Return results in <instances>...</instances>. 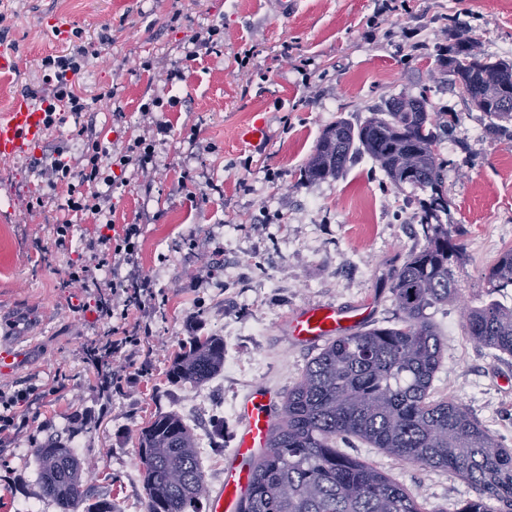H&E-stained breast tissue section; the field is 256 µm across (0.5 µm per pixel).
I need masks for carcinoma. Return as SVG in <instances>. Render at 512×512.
Here are the masks:
<instances>
[{"label":"carcinoma","mask_w":512,"mask_h":512,"mask_svg":"<svg viewBox=\"0 0 512 512\" xmlns=\"http://www.w3.org/2000/svg\"><path fill=\"white\" fill-rule=\"evenodd\" d=\"M445 66L467 84L468 102L490 118L498 136L512 121V61L495 60L461 37ZM453 114L433 119L426 102L396 100L354 126L339 118L326 127L305 168L307 181L342 176L352 155H368L398 188L430 191L419 223L425 244L413 250L392 285L397 322L340 336L307 364L284 397L267 450L253 463L242 512H427L399 484L342 454L336 441L355 437L424 471L446 469L466 480L476 497L456 512H512V448L463 405L435 399L442 366V335L427 310L454 301L459 288L452 264L461 254L452 231L438 224L448 209L439 130ZM493 289L512 288V247L488 273ZM463 326L477 344L512 356V303L490 299L466 305ZM224 369V338L192 336L169 365L171 384L200 386ZM147 512H200L204 476L198 442L183 418L158 413L137 434ZM43 492L61 512H78L86 497L81 461L51 438L35 448Z\"/></svg>","instance_id":"carcinoma-1"}]
</instances>
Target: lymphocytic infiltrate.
<instances>
[{
  "mask_svg": "<svg viewBox=\"0 0 512 512\" xmlns=\"http://www.w3.org/2000/svg\"><path fill=\"white\" fill-rule=\"evenodd\" d=\"M110 34H102L98 43L80 39L72 41L70 47L60 54H49L41 57L37 66L44 74L43 86L40 90L39 102L43 104L47 114V127L66 123L68 118L80 117L89 111L91 104L79 90L78 82L84 74L91 59L97 58L98 44L111 42ZM77 137L84 140L85 163L80 169H72L62 156L66 146H57L50 163L41 170L40 175L47 187L57 189L65 187L66 202L63 206L64 217L59 221L56 232L59 240H66L74 221L86 216H99L103 212L104 198L100 194L99 185H113L114 180L105 171V161H112L120 168H133L144 178H153L157 172L154 161V148L141 138L128 140L120 152H113L111 141L96 134L86 133L85 129H77ZM139 235V227L135 224L126 225L122 238L111 239L110 236L99 234L91 236L86 246L93 254L92 264L69 271L67 284H77L82 288L97 285L96 272L103 267L117 264L119 258H130L135 251V239ZM153 288L148 280H134L130 283L113 284L109 297L99 298L96 306L98 317L109 319L119 318L118 326L112 327L109 335L99 343L87 347L85 361L93 368L101 380L103 387L123 390L122 375L110 372L109 361L126 347L137 346L143 337L148 336V328L140 324L129 323V307L141 306L143 298L152 296ZM123 297L124 310H116L112 305L114 297Z\"/></svg>",
  "mask_w": 512,
  "mask_h": 512,
  "instance_id": "obj_1",
  "label": "lymphocytic infiltrate"
}]
</instances>
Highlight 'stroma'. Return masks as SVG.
<instances>
[{"mask_svg":"<svg viewBox=\"0 0 512 512\" xmlns=\"http://www.w3.org/2000/svg\"><path fill=\"white\" fill-rule=\"evenodd\" d=\"M405 11L375 16V0H295L283 14L276 0H0V54L14 67L0 73V115L13 96L40 90L36 59L67 49L72 29L96 40L110 28L111 45L89 64L81 89L92 98L79 123L49 131L27 156L0 166V337L23 353L18 368L0 375V390L58 386L33 405L39 440L61 436L82 463L91 496L109 494L112 512H146L136 435L157 412H180L197 431L224 419V444L201 465L206 485L223 480L226 451L236 430L234 407L259 387L285 396L315 346L289 341L286 321L317 303H366L363 329L394 323L390 286L409 253L425 242L418 222L421 190L394 186L366 155H354L336 180L308 182L305 163L322 131L342 117L359 125L399 97H425L432 112L454 113L439 152L445 161L451 225L463 246L454 264L458 300L430 309L444 340L435 398L466 407L512 448V357H493L466 336L463 304L489 296L488 268L512 247V140L488 135V117L464 103L442 61L460 34L476 38L484 54L512 60V0H405ZM178 22H171L173 13ZM377 17V28L367 21ZM220 22L224 42L188 60L189 38ZM307 70L281 56L283 44ZM253 49L242 62L244 49ZM153 63L152 70L141 67ZM183 69L185 81L167 82ZM161 108L142 119L141 103ZM263 117L265 140L246 144L237 131ZM114 144L144 137L155 146L159 174L144 182L129 169L120 188L101 186L108 235L136 224L131 263L99 271L103 284L149 279L156 299L132 309L130 321L151 330L141 346L113 367L145 364L134 386L102 389L83 362V349L110 323L98 319L97 294L65 286L69 267L88 261L83 243L97 222L86 219L57 247L55 220L64 202L45 191L42 214L27 201L41 184L35 162L60 143L80 168L75 126ZM166 133H158V126ZM251 158L250 168L241 161ZM224 339L237 357L208 384L170 385L165 371L190 336ZM348 456L403 486L427 512H456L473 498L454 473L424 471L350 437L337 441ZM0 512H60L45 496L34 448L26 435L0 442Z\"/></svg>","mask_w":512,"mask_h":512,"instance_id":"stroma-1","label":"stroma"}]
</instances>
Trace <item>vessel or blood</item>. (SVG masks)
<instances>
[{
	"mask_svg": "<svg viewBox=\"0 0 512 512\" xmlns=\"http://www.w3.org/2000/svg\"><path fill=\"white\" fill-rule=\"evenodd\" d=\"M46 114L27 95H18L9 110L0 115V164L27 154L30 147L43 141ZM367 308L342 307L334 304L305 306L288 318L291 339L302 345H315L355 329L366 317ZM275 395L267 389L248 393L235 409L238 429L234 446L224 464V479L209 489V512H241L245 493L252 478L249 460L259 456L267 446L273 423Z\"/></svg>",
	"mask_w": 512,
	"mask_h": 512,
	"instance_id": "vessel-or-blood-1",
	"label": "vessel or blood"
}]
</instances>
